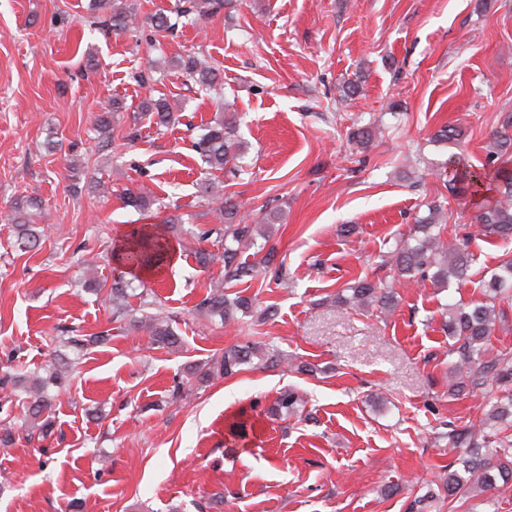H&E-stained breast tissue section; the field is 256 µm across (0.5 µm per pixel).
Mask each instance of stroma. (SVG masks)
I'll list each match as a JSON object with an SVG mask.
<instances>
[{
    "instance_id": "1",
    "label": "stroma",
    "mask_w": 512,
    "mask_h": 512,
    "mask_svg": "<svg viewBox=\"0 0 512 512\" xmlns=\"http://www.w3.org/2000/svg\"><path fill=\"white\" fill-rule=\"evenodd\" d=\"M90 3L0 0V357L18 351L32 379L64 349L56 326L113 327L111 345L80 356L54 400L51 436L30 435L17 402L0 406V428L15 435L0 447V512H406L443 477L449 426L489 408L484 390L450 391L441 313L481 299L512 240L477 239L466 281L399 288L387 315L341 312L333 298L361 277L392 281L389 253L428 206L443 208L450 234H476V209L447 185L456 147L432 136L461 129L470 164L485 163L512 113V0H232L202 20L174 15L175 0H136L172 27L134 36L108 30ZM192 53L215 69L213 89L171 67ZM152 96L167 98L174 123L143 115ZM115 98L123 109L106 141L95 119ZM220 110L237 119L234 175L192 147ZM362 126L374 129L365 146L349 140ZM204 178L234 196L244 222L273 217V237L255 243L284 260L285 282L258 277L247 290L256 312L228 326L207 319L196 306L220 272L201 268L180 235L175 263L135 280L128 317L113 320L117 242L173 214L204 223ZM140 185L154 192L144 212L123 202ZM19 196L42 200L48 227L24 255L9 218ZM146 301L176 318L183 349L151 346L136 324ZM246 341L316 370L254 363L172 397L190 365ZM287 387L303 413H272ZM242 410L251 432L234 443ZM431 510L512 512V488Z\"/></svg>"
}]
</instances>
